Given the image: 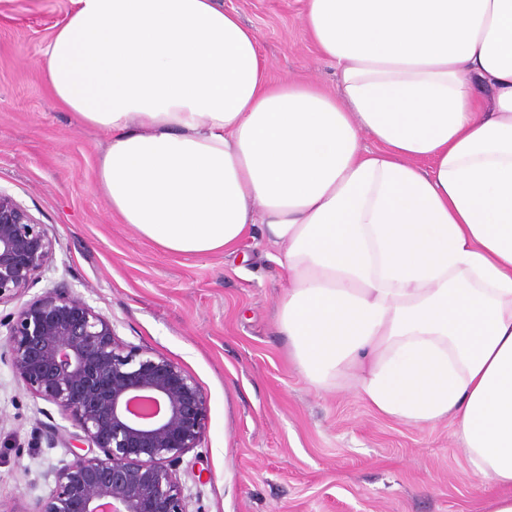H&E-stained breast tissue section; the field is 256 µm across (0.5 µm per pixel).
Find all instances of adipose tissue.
Wrapping results in <instances>:
<instances>
[{"mask_svg":"<svg viewBox=\"0 0 512 512\" xmlns=\"http://www.w3.org/2000/svg\"><path fill=\"white\" fill-rule=\"evenodd\" d=\"M71 4L42 68L112 134L95 185L113 211L176 256L262 227L309 385L454 418L491 512H512V0H305L333 93L270 83L217 0Z\"/></svg>","mask_w":512,"mask_h":512,"instance_id":"adipose-tissue-1","label":"adipose tissue"}]
</instances>
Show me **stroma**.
I'll list each match as a JSON object with an SVG mask.
<instances>
[{
    "label": "stroma",
    "instance_id": "1",
    "mask_svg": "<svg viewBox=\"0 0 512 512\" xmlns=\"http://www.w3.org/2000/svg\"><path fill=\"white\" fill-rule=\"evenodd\" d=\"M259 36L273 82L336 90L308 38L303 0H220ZM69 0H0V188L56 231L36 284L0 318L63 283L126 342L180 364L208 400L207 429L179 471L191 512H488L452 421L417 428L344 384L308 386L288 357L275 304L288 283L277 247L254 230L235 253L174 256L120 223L95 188L107 132L79 125L52 95L42 53ZM0 327V500L29 512L72 459L74 428L8 365ZM232 480H225V472Z\"/></svg>",
    "mask_w": 512,
    "mask_h": 512
}]
</instances>
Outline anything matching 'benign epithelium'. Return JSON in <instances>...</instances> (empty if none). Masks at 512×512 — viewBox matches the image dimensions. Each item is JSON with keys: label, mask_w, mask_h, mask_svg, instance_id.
<instances>
[{"label": "benign epithelium", "mask_w": 512, "mask_h": 512, "mask_svg": "<svg viewBox=\"0 0 512 512\" xmlns=\"http://www.w3.org/2000/svg\"><path fill=\"white\" fill-rule=\"evenodd\" d=\"M53 238L54 226L0 189V304L33 287ZM8 327L14 379L88 445L55 471L30 512H189L179 464L206 430L198 382L163 354L124 343L65 284L26 302Z\"/></svg>", "instance_id": "1"}]
</instances>
